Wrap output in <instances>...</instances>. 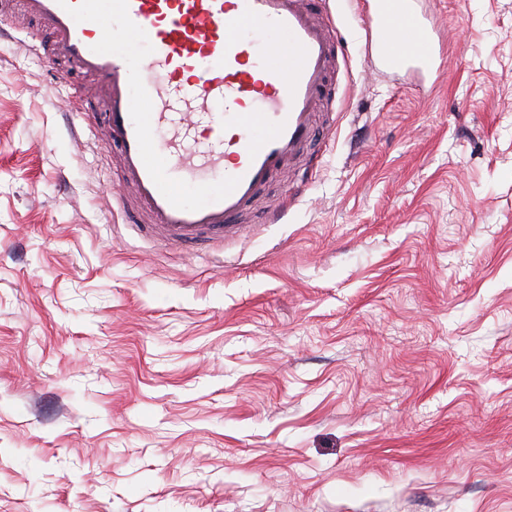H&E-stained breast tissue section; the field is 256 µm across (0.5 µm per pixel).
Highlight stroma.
Here are the masks:
<instances>
[{"instance_id":"stroma-1","label":"stroma","mask_w":512,"mask_h":512,"mask_svg":"<svg viewBox=\"0 0 512 512\" xmlns=\"http://www.w3.org/2000/svg\"><path fill=\"white\" fill-rule=\"evenodd\" d=\"M367 0L302 163L222 249L135 231L85 80L0 0V512H512V0ZM367 25L375 69L391 73L415 72L433 82L442 77V54L433 21L415 7V0H371Z\"/></svg>"}]
</instances>
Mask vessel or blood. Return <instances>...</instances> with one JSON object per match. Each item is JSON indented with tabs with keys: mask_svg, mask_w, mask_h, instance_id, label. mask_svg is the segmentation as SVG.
Wrapping results in <instances>:
<instances>
[{
	"mask_svg": "<svg viewBox=\"0 0 512 512\" xmlns=\"http://www.w3.org/2000/svg\"><path fill=\"white\" fill-rule=\"evenodd\" d=\"M35 51L94 80L78 113L102 125L141 232L190 247L236 228L268 181L314 136L339 48L308 0H25ZM375 69L440 80L442 54L415 0H370ZM274 30L257 69L240 32ZM195 179L184 201L181 174Z\"/></svg>",
	"mask_w": 512,
	"mask_h": 512,
	"instance_id": "vessel-or-blood-1",
	"label": "vessel or blood"
}]
</instances>
